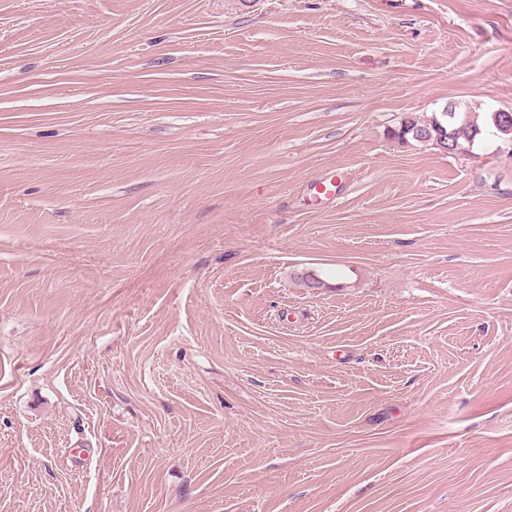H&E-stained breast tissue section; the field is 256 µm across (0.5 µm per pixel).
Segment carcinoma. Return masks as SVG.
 I'll return each mask as SVG.
<instances>
[{
    "label": "carcinoma",
    "instance_id": "obj_1",
    "mask_svg": "<svg viewBox=\"0 0 512 512\" xmlns=\"http://www.w3.org/2000/svg\"><path fill=\"white\" fill-rule=\"evenodd\" d=\"M490 126L502 136L512 137V112H494L490 116ZM485 137V127L478 123L471 112H457L455 115L439 114L429 120H423L415 115L405 117L400 122L397 138L403 142L410 140L418 143L441 145L449 138L458 145L475 143Z\"/></svg>",
    "mask_w": 512,
    "mask_h": 512
}]
</instances>
